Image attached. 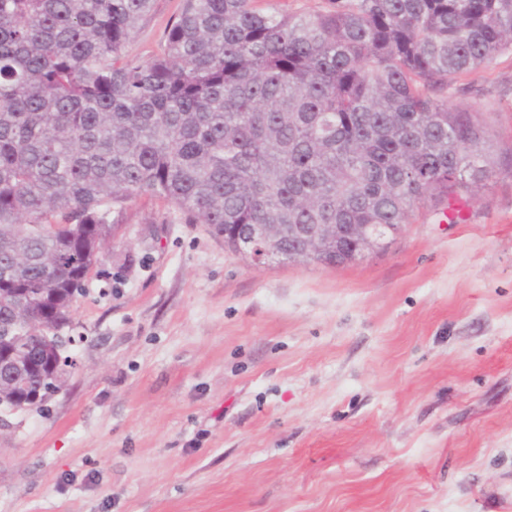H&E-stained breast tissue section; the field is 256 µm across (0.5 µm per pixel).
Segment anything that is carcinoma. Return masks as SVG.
<instances>
[{
    "label": "carcinoma",
    "mask_w": 512,
    "mask_h": 512,
    "mask_svg": "<svg viewBox=\"0 0 512 512\" xmlns=\"http://www.w3.org/2000/svg\"><path fill=\"white\" fill-rule=\"evenodd\" d=\"M252 2L184 0L135 64L125 45L153 0H0V352L30 358L20 394L41 393L4 410L40 407L60 371L55 344L4 339L15 302L68 320L133 196L232 248L253 224L386 232L491 168L448 91L512 46V0ZM253 6L281 15L317 14L336 8L333 0H256Z\"/></svg>",
    "instance_id": "1"
}]
</instances>
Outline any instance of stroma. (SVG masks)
Returning <instances> with one entry per match:
<instances>
[{
	"mask_svg": "<svg viewBox=\"0 0 512 512\" xmlns=\"http://www.w3.org/2000/svg\"><path fill=\"white\" fill-rule=\"evenodd\" d=\"M183 0L125 47L149 61ZM451 103L493 171L343 265L251 266L128 199L71 313L74 362L0 429V512H512V48Z\"/></svg>",
	"mask_w": 512,
	"mask_h": 512,
	"instance_id": "35a3bbf8",
	"label": "stroma"
}]
</instances>
